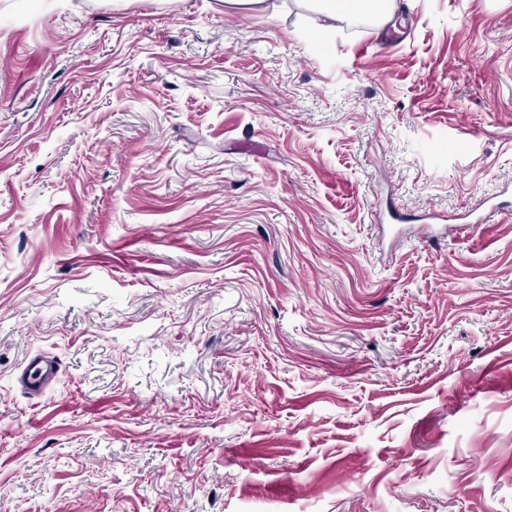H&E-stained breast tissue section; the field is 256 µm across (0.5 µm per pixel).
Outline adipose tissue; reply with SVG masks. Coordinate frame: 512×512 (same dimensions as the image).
Masks as SVG:
<instances>
[{
  "instance_id": "adipose-tissue-1",
  "label": "adipose tissue",
  "mask_w": 512,
  "mask_h": 512,
  "mask_svg": "<svg viewBox=\"0 0 512 512\" xmlns=\"http://www.w3.org/2000/svg\"><path fill=\"white\" fill-rule=\"evenodd\" d=\"M395 0H304L307 10L317 15L320 35L335 33L338 25L369 20L386 25L395 17Z\"/></svg>"
}]
</instances>
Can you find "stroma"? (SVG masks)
I'll return each instance as SVG.
<instances>
[{
	"label": "stroma",
	"instance_id": "stroma-1",
	"mask_svg": "<svg viewBox=\"0 0 512 512\" xmlns=\"http://www.w3.org/2000/svg\"><path fill=\"white\" fill-rule=\"evenodd\" d=\"M395 20L0 0V512H512V0ZM60 364L47 353L36 354L26 364L21 374L22 385L31 392H41L55 383Z\"/></svg>",
	"mask_w": 512,
	"mask_h": 512
}]
</instances>
